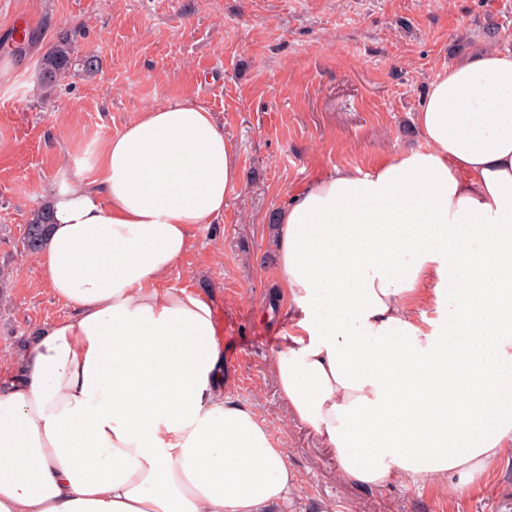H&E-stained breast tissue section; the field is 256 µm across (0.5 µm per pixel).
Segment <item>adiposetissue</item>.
I'll return each mask as SVG.
<instances>
[{"instance_id":"1","label":"adipose tissue","mask_w":512,"mask_h":512,"mask_svg":"<svg viewBox=\"0 0 512 512\" xmlns=\"http://www.w3.org/2000/svg\"><path fill=\"white\" fill-rule=\"evenodd\" d=\"M422 147L337 169L276 217L293 316L272 377L351 484L455 494L512 447V48L442 68ZM51 188L39 253L72 309L0 363V512H264L293 475L232 397L202 294L162 282L240 180L185 97ZM435 309L427 317V309Z\"/></svg>"}]
</instances>
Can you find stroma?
<instances>
[{"instance_id":"obj_1","label":"stroma","mask_w":512,"mask_h":512,"mask_svg":"<svg viewBox=\"0 0 512 512\" xmlns=\"http://www.w3.org/2000/svg\"><path fill=\"white\" fill-rule=\"evenodd\" d=\"M96 73L51 93L39 60L66 29ZM512 47V0H0V358L18 360L65 318L23 235L61 174L87 182L112 137L145 110L190 96L237 149L241 180L221 219L198 225L168 288L204 293L231 393L281 439L294 476L269 512H512V450L462 496L396 482L344 483L334 455L287 418L270 363L288 300L269 216L337 168L367 169L421 141L429 80L479 47Z\"/></svg>"}]
</instances>
